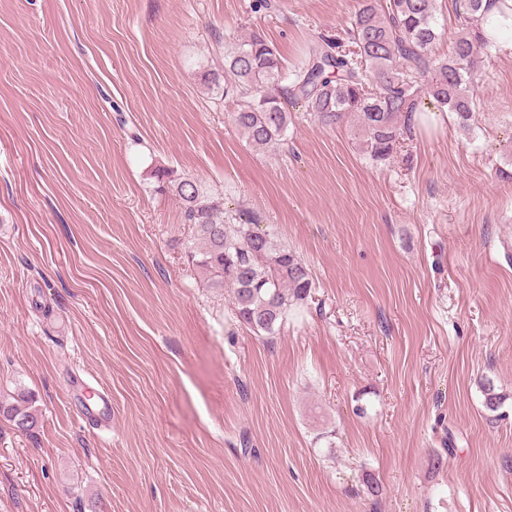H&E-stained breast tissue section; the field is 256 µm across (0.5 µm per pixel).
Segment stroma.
I'll list each match as a JSON object with an SVG mask.
<instances>
[{
  "mask_svg": "<svg viewBox=\"0 0 512 512\" xmlns=\"http://www.w3.org/2000/svg\"><path fill=\"white\" fill-rule=\"evenodd\" d=\"M270 3L0 0V400L38 418H0V512H512V55L469 127L429 113L389 163L301 111L261 152L203 79L225 39L290 66L359 7ZM177 178L310 268L279 335L192 265ZM81 370L111 430L69 399ZM97 399L90 404L82 399L80 414L83 419L90 420L96 429L111 430L112 428V395L106 391L96 390ZM29 399L21 395L15 402H0V417L10 422L15 430L25 434L37 425V417L30 410Z\"/></svg>",
  "mask_w": 512,
  "mask_h": 512,
  "instance_id": "1",
  "label": "stroma"
}]
</instances>
